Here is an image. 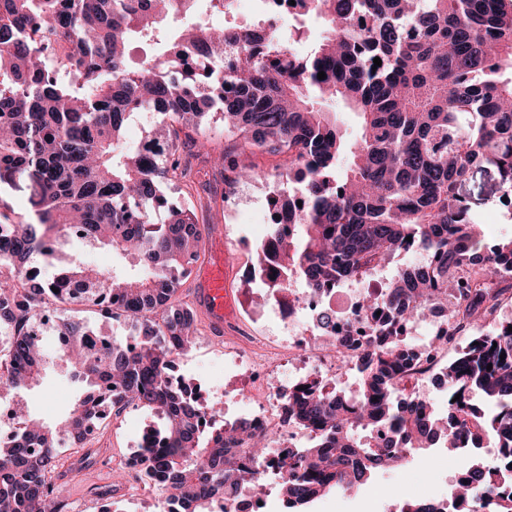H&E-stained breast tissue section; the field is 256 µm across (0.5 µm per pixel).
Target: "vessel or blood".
I'll use <instances>...</instances> for the list:
<instances>
[{
	"instance_id": "vessel-or-blood-1",
	"label": "vessel or blood",
	"mask_w": 512,
	"mask_h": 512,
	"mask_svg": "<svg viewBox=\"0 0 512 512\" xmlns=\"http://www.w3.org/2000/svg\"><path fill=\"white\" fill-rule=\"evenodd\" d=\"M203 237L209 244V258L195 275L194 304L211 329L223 332L224 320L232 311V298L224 282L228 267L224 260V232L220 225L207 224Z\"/></svg>"
}]
</instances>
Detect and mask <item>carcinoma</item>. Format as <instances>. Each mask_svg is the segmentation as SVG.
<instances>
[{"instance_id": "carcinoma-1", "label": "carcinoma", "mask_w": 512, "mask_h": 512, "mask_svg": "<svg viewBox=\"0 0 512 512\" xmlns=\"http://www.w3.org/2000/svg\"><path fill=\"white\" fill-rule=\"evenodd\" d=\"M232 2L0 0V181L24 179L19 204L32 212L25 222L0 223L8 231L0 266L55 258L66 230L110 247L121 263L103 271L73 255L53 278L25 288L0 277V390L38 384L53 363L33 328L47 309L84 298L131 321L124 338L107 339L58 318V360L84 390L63 422L25 414L23 434L0 440V512H63L49 475L62 439L83 445L101 428L102 386L115 393L110 407L156 418L147 432L163 447L141 458L137 477L176 512H213L224 494L259 480L230 445L245 441L262 459L272 452L265 435L239 421L201 429L215 405L166 380L173 356L194 340L195 314L178 291L202 240L189 195L169 191L190 180L180 147L206 148L217 115L235 140L210 157L225 186L266 180L253 161L258 152L287 162L269 191L281 214L272 248L254 259L276 265L271 290L296 279L314 290L361 282L403 252L423 257L395 269L366 301V314L384 318L374 329L379 344L356 367V386L288 398V420L306 432L288 450L279 483L288 512H308L314 501L398 467L401 448L450 446L452 461L486 439L499 457L473 463L455 498L488 497L495 512H512V320L491 321L512 294V238L475 233L480 220L461 194L475 167H491L512 214V0H295L297 16L315 15L324 26L309 52H295L299 26L286 38L270 30L262 47L252 26L226 25L221 41L235 46L236 60L224 64L210 16ZM134 42L151 49L136 69L126 60ZM376 57L382 65L374 70ZM328 100L358 116L353 138L322 110ZM142 111L156 114L151 142L164 148L151 160L122 142ZM435 304L448 312L447 339L470 335L439 374L450 399L445 414L399 385L418 354L397 339L396 325ZM399 512L448 509L410 499Z\"/></svg>"}]
</instances>
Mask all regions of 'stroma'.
Returning <instances> with one entry per match:
<instances>
[{
    "label": "stroma",
    "mask_w": 512,
    "mask_h": 512,
    "mask_svg": "<svg viewBox=\"0 0 512 512\" xmlns=\"http://www.w3.org/2000/svg\"><path fill=\"white\" fill-rule=\"evenodd\" d=\"M192 168L193 201L198 218L204 224L224 227V257L230 269L227 286L236 306L232 320L224 324L223 334H213L205 319H198L193 347L183 354V373L198 383L206 402L223 399L225 392L261 393L257 378L231 377L224 370V341L235 336H276L281 331L278 320L260 316L251 301L245 270L253 262L250 248L253 238L266 229L268 187L263 182L248 185L250 198L244 207L224 198L222 171L198 155L196 148L184 151ZM462 193L489 231L501 238L512 237V220L505 216L499 202L498 176L494 169H477ZM80 385L62 365H55L41 382L25 394L33 418L56 422L66 415V407L76 400ZM152 418L143 410L127 407L119 415L108 416L104 429L98 431L89 447H64L60 450V467L52 477L65 512H100L103 505L98 492L110 485L125 458L135 450L144 428ZM468 464L466 457L449 461L445 449L431 448L417 453L406 469L378 473L357 494L334 493L312 506L311 512H387L390 502L385 487L396 483L408 496H415L420 486H437L447 493L445 473H460Z\"/></svg>",
    "instance_id": "obj_1"
}]
</instances>
